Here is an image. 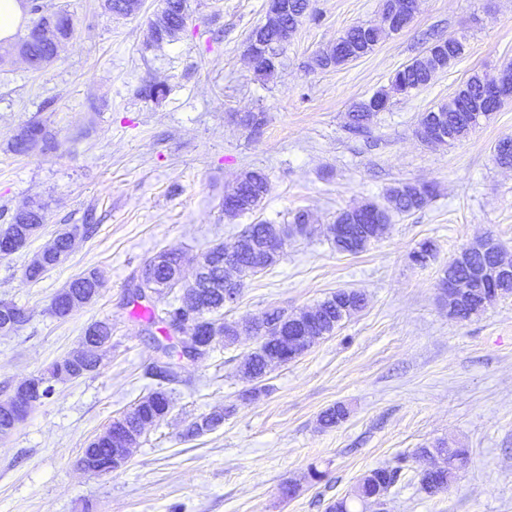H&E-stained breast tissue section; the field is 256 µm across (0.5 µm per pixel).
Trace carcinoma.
Returning <instances> with one entry per match:
<instances>
[{"mask_svg": "<svg viewBox=\"0 0 512 512\" xmlns=\"http://www.w3.org/2000/svg\"><path fill=\"white\" fill-rule=\"evenodd\" d=\"M142 7V0H103L102 3L105 12L119 18L135 16ZM30 12L38 15V18L27 36L17 43L16 49L30 66L39 69L55 60L60 45L73 39L77 35V28L72 17L57 16L56 11L41 0H30ZM188 19L187 0H161L160 9L150 21L153 42L174 40L186 31ZM389 35L390 31L382 27L365 31L360 25H353L344 30L334 45L315 56L314 65L323 70L344 65L348 63L351 55L359 52L365 56L371 53ZM464 53V42L450 39L396 70L391 77L389 89L374 93L369 99L355 105L348 113V132L355 136L367 133L369 124L378 113L373 102L382 100L387 105L392 93L408 95L426 88L436 75L443 71V62L447 61L448 57L457 60ZM486 80L485 74L471 75L453 95L454 106L450 107L446 103L439 105L441 116L445 118V123L452 133V140L460 139L473 128L468 119L470 113L480 109L497 111L494 100L484 95ZM56 146V139L50 127L43 122H34L21 127L10 143V151L16 155H26L35 149L52 151ZM494 159L500 166L512 167L511 137L503 138L496 143ZM269 191L270 183L264 171L245 172L227 192L229 198H240L243 207L236 209L226 205L224 215L232 219L255 211ZM433 195L434 188L430 184L402 182L388 191L386 206L369 203L339 212L333 223L327 225V236L337 252L356 255L358 250L354 249L353 243L365 238L369 233L376 238L380 237L390 223V213L403 214L420 210ZM44 222V205L36 199H29L13 211L9 223L0 229V238H15L17 248L21 249ZM91 232L90 224L83 225L81 232L76 225L66 227L24 268L25 278L34 282L41 280L46 267L51 264L57 266L64 261L77 235L86 236ZM245 232L252 237H259L265 232L269 239L274 240L283 236L285 229L278 224L260 222L249 225ZM223 254L222 244H216L205 251L202 260L197 263L192 283L186 285L182 295L167 304L160 312L150 310L148 322L162 324L167 333V340L170 341V329L188 320L187 301L197 299L207 305V316L210 317L216 334L224 337V345H232L241 333L261 327L263 331L260 334L259 347L261 351H273L282 342L277 322L283 315V309L270 308L258 318L222 322L214 318L215 314L224 309V262L221 261ZM237 262L238 273L242 279L267 269L265 262L251 252L249 247L243 245L237 253ZM502 263L504 260L500 251L476 253L469 260V265L486 271L484 283L480 284V287L494 288L496 294L508 296L512 295V279L494 277L496 267ZM467 274L468 270L463 266L449 267L444 270L439 288L446 293L453 289L455 283L467 277ZM100 287L101 278L94 270H85L75 275L56 292L51 305L52 313L58 318L69 316L75 308L90 302L98 295ZM333 296L336 300H322L313 307L293 314V320L314 338L324 331L331 332L333 328L341 327L345 319L358 313L365 306L364 294L357 290L340 289L333 293ZM111 341V323L96 321L90 324L84 332L81 346L70 353L74 360L71 378L79 379L97 370L103 354L111 346ZM57 368L58 363L55 362L47 373L28 379L19 385V389L25 390L32 386L37 398L48 396L52 392V382L59 379ZM270 370L269 361L261 356L260 351L248 355L241 365L240 372L245 379L253 383L247 390L250 396L257 397L266 392L262 382ZM161 406L172 408L169 393L162 390L148 393L139 400L134 409L114 417L104 431L89 442L88 447L100 449V456L105 458L117 444L125 449L126 455H131L139 440V436L133 434V431L139 426L153 422L157 416L163 417L164 413L159 411ZM232 411L233 407L230 406L200 416L189 424L186 437H197L216 429ZM15 412L14 399L0 402V429L13 426ZM345 418L346 410L336 405L322 412L320 422L326 427H331L338 425ZM421 461L426 462V465L415 469L420 488L433 496L447 491L454 483L457 471L467 462V450L450 448L444 442H435L430 446L418 448L411 456L399 458L395 466H378L366 472L358 482L356 498L362 503H367L372 496L379 500L387 497L391 489L405 477L406 471L411 469V463L417 464Z\"/></svg>", "mask_w": 512, "mask_h": 512, "instance_id": "1", "label": "carcinoma"}]
</instances>
